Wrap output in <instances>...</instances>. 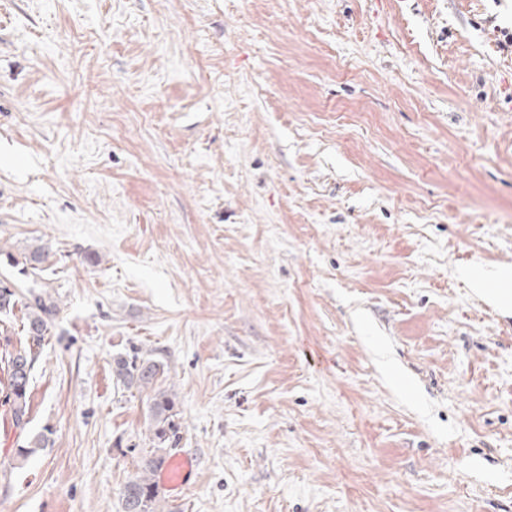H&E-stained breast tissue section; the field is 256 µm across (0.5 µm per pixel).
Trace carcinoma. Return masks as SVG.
Returning <instances> with one entry per match:
<instances>
[{
  "label": "carcinoma",
  "instance_id": "carcinoma-1",
  "mask_svg": "<svg viewBox=\"0 0 512 512\" xmlns=\"http://www.w3.org/2000/svg\"><path fill=\"white\" fill-rule=\"evenodd\" d=\"M45 250L36 248L23 256L22 260L10 258L18 267V273L27 278H35L42 271ZM16 284L0 281V313L9 314L17 304H23L25 322L23 331L32 339L33 346L21 348L0 360L4 367L0 380V404L9 406L13 425L19 428L27 424L30 407V378L19 379L14 373L18 363L36 362V347L41 345L49 334L51 323L57 315L56 303L51 297L37 294L22 298L15 291ZM164 374V365L148 357L119 355L113 359L112 376L116 383L125 389L150 392L148 404V435L150 449L140 458L138 472L129 480L121 494L122 512H173L165 505L158 494L153 475L165 458V450L172 447L178 433L175 422V396L159 384Z\"/></svg>",
  "mask_w": 512,
  "mask_h": 512
}]
</instances>
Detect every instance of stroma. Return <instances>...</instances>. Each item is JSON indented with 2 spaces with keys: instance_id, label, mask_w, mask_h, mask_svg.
<instances>
[{
  "instance_id": "obj_1",
  "label": "stroma",
  "mask_w": 512,
  "mask_h": 512,
  "mask_svg": "<svg viewBox=\"0 0 512 512\" xmlns=\"http://www.w3.org/2000/svg\"><path fill=\"white\" fill-rule=\"evenodd\" d=\"M512 0H0V276L58 313L0 512H512ZM44 448H31L36 435ZM28 449L18 462V449ZM10 261L15 264L14 267H21L18 269V273L27 278H35L42 271L41 264L45 259V250L41 247L36 248L23 256V259L19 261L11 255H9ZM164 374V365L148 357L119 355L113 359L112 376L116 384L138 392L149 391L148 435L150 449L140 458L138 472L129 480L121 494L122 512H173L158 494L181 493L189 486L196 461L183 451L172 452L159 467L156 484L153 475L172 447L178 433L175 422V396L159 384ZM162 452V453H159ZM130 492V495L126 494Z\"/></svg>"
}]
</instances>
